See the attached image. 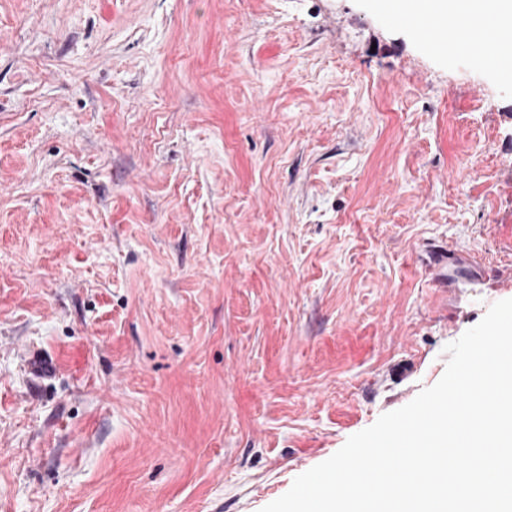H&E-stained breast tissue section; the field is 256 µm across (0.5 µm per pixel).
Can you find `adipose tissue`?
<instances>
[{
    "label": "adipose tissue",
    "instance_id": "obj_1",
    "mask_svg": "<svg viewBox=\"0 0 512 512\" xmlns=\"http://www.w3.org/2000/svg\"><path fill=\"white\" fill-rule=\"evenodd\" d=\"M416 7L432 10L437 24L451 29L465 26L471 33L469 49L493 69H511L512 61L496 54L483 34V22L495 14L503 36L512 37V0H414Z\"/></svg>",
    "mask_w": 512,
    "mask_h": 512
}]
</instances>
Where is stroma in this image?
I'll return each instance as SVG.
<instances>
[{"instance_id": "1", "label": "stroma", "mask_w": 512, "mask_h": 512, "mask_svg": "<svg viewBox=\"0 0 512 512\" xmlns=\"http://www.w3.org/2000/svg\"><path fill=\"white\" fill-rule=\"evenodd\" d=\"M509 268L512 81L377 0H0V512H261Z\"/></svg>"}]
</instances>
